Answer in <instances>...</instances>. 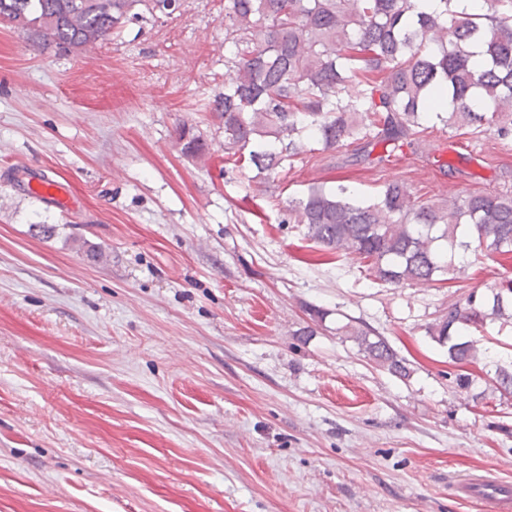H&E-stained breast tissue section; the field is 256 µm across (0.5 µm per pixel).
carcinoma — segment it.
<instances>
[{
  "instance_id": "1",
  "label": "carcinoma",
  "mask_w": 512,
  "mask_h": 512,
  "mask_svg": "<svg viewBox=\"0 0 512 512\" xmlns=\"http://www.w3.org/2000/svg\"><path fill=\"white\" fill-rule=\"evenodd\" d=\"M440 0L427 15L414 0H224V153L259 172L293 161L307 136L325 150L352 144L410 146L425 124L481 139L512 142V0H483L485 14L467 15ZM148 12H173L167 0H0V21L43 46L78 53ZM479 42L485 60L469 47ZM450 99L448 108L442 102ZM182 152L204 150L181 129ZM305 237L326 251L368 262L381 284L430 282L464 271L455 257L469 249L512 256V187L473 192L442 204L416 201L407 187L388 184L372 201L345 186L309 188L289 210ZM512 279L448 305L428 334L448 345V364L477 359L467 339L487 321L512 324ZM358 351L400 379L409 360L373 330L340 327ZM496 389L512 394V369L495 364Z\"/></svg>"
}]
</instances>
